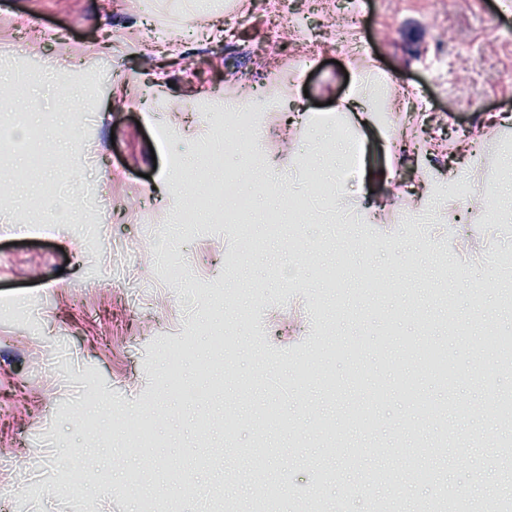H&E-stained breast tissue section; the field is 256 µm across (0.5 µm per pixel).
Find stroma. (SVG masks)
Instances as JSON below:
<instances>
[{"mask_svg": "<svg viewBox=\"0 0 512 512\" xmlns=\"http://www.w3.org/2000/svg\"><path fill=\"white\" fill-rule=\"evenodd\" d=\"M55 27L69 43L41 38ZM368 67L388 81L394 127L359 125L340 171L329 144L348 124L331 106ZM0 77L41 101L45 117L28 123L48 159L19 179L29 146L0 112V166L17 173L0 179V512H143L145 488L174 512H257L258 475L281 512H301L302 495L330 512H374L387 496L392 512H430L442 486L472 512L486 494L512 496L498 452L512 432L485 409L488 389L512 395L494 342L512 336V126L485 122L512 114V0H0ZM62 84L85 120L58 111ZM242 96L264 129L248 156L225 141L224 103ZM208 149L224 172L254 174L237 190L252 210L238 218L229 200L226 222L185 227L176 214ZM315 177L342 189L297 218L290 200ZM61 191L69 222L29 234ZM412 196L423 222L403 206ZM271 211L298 224L297 241L269 230ZM423 341L451 380L420 364ZM105 395L111 414L85 428V402ZM420 399L440 416L419 422ZM361 407L366 431L347 425ZM145 410L156 444L143 454L126 428ZM425 444L435 477L409 481ZM88 453L114 481L62 491ZM372 471L385 479L369 498L357 481Z\"/></svg>", "mask_w": 512, "mask_h": 512, "instance_id": "stroma-1", "label": "stroma"}]
</instances>
